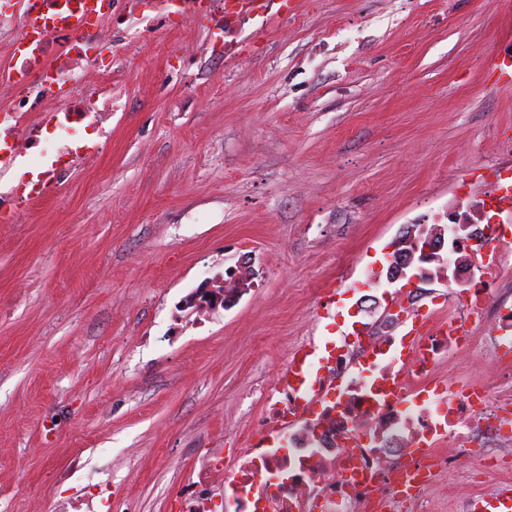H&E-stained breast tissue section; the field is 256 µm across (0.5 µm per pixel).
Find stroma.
Listing matches in <instances>:
<instances>
[{
  "instance_id": "stroma-1",
  "label": "stroma",
  "mask_w": 512,
  "mask_h": 512,
  "mask_svg": "<svg viewBox=\"0 0 512 512\" xmlns=\"http://www.w3.org/2000/svg\"><path fill=\"white\" fill-rule=\"evenodd\" d=\"M83 142L40 206L0 171V512H179L326 290L335 336L379 324L402 231L512 164V0H289L230 56L136 13ZM244 263L233 304L186 305ZM438 485L467 512L512 473Z\"/></svg>"
}]
</instances>
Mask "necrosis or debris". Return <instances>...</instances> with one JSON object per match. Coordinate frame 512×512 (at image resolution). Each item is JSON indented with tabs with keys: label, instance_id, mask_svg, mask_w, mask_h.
<instances>
[{
	"label": "necrosis or debris",
	"instance_id": "obj_1",
	"mask_svg": "<svg viewBox=\"0 0 512 512\" xmlns=\"http://www.w3.org/2000/svg\"><path fill=\"white\" fill-rule=\"evenodd\" d=\"M15 43L0 72L25 91L0 99L1 147L29 148L23 117L46 101L76 117L111 111V17L35 37L22 30ZM502 247V238H492L479 252L480 268H458L464 287L409 293L405 305L385 314L384 335L363 323L341 337L319 374L317 407L290 426L282 420L300 394L272 385L261 399L258 431L247 435L232 464L214 461L199 472L183 512H429L440 472L476 479L495 466L496 448L512 442L505 419L512 401L475 400L467 390L476 376L512 388V306L499 303L487 283ZM436 307L447 310L454 333H430L406 357H394L393 329L409 315L431 318ZM477 323L491 328L486 354L464 360L467 378L448 396L436 372L461 358ZM278 425L284 431L275 446L262 447L260 433ZM215 475L225 485L219 509L207 493Z\"/></svg>",
	"mask_w": 512,
	"mask_h": 512
}]
</instances>
